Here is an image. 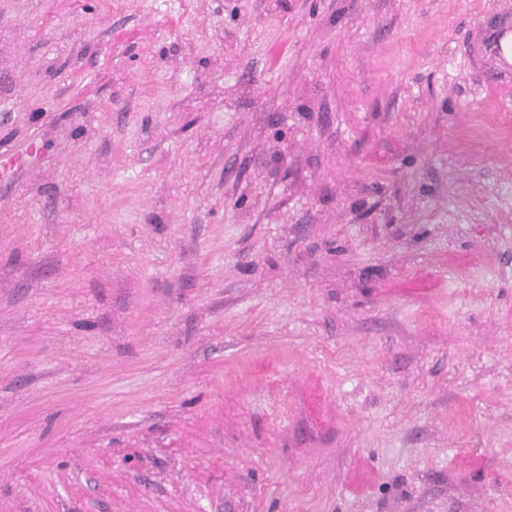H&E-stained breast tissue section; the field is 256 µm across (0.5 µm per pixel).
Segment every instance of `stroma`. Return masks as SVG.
I'll return each instance as SVG.
<instances>
[{"instance_id": "stroma-1", "label": "stroma", "mask_w": 512, "mask_h": 512, "mask_svg": "<svg viewBox=\"0 0 512 512\" xmlns=\"http://www.w3.org/2000/svg\"><path fill=\"white\" fill-rule=\"evenodd\" d=\"M512 0H0V512H512ZM485 50L498 60H507L508 52L512 54V29L511 26L501 28L494 32L485 44Z\"/></svg>"}]
</instances>
